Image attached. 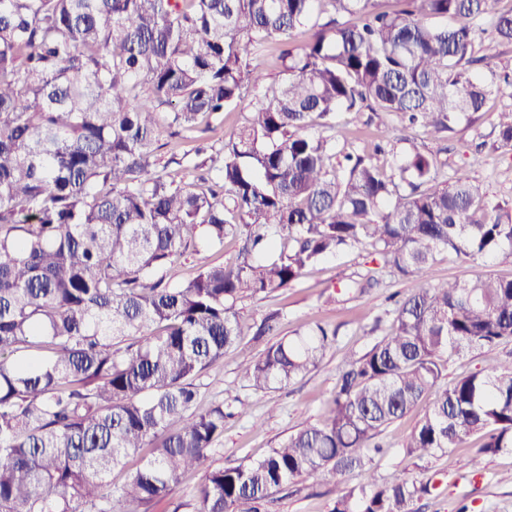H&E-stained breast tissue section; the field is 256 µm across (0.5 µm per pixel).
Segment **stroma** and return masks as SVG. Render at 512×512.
<instances>
[{"label": "stroma", "instance_id": "stroma-1", "mask_svg": "<svg viewBox=\"0 0 512 512\" xmlns=\"http://www.w3.org/2000/svg\"><path fill=\"white\" fill-rule=\"evenodd\" d=\"M512 108V89L493 95L484 111L474 114L471 122L461 123L455 132L441 141L433 140L421 131H413L418 145L429 152H442L449 169H464L483 186L491 203L512 210V156L493 149L496 139L498 112ZM338 125L346 127L345 148L372 152L383 137L395 140V154H402L405 142L397 141L394 117L379 115L372 121L340 113ZM370 249H354L337 253L307 268L288 289L268 297L247 298L239 302L243 325H251L263 315L281 314L278 337H295L304 324L327 322L336 326L335 346L327 351L321 365L303 378L282 387L266 391L251 389L236 370L241 357H260L275 338L253 339L245 335L237 352L225 356L203 375L201 405H210L215 397L228 393L240 396L252 410L251 417L228 421L224 426L221 450L215 454L216 465H236L256 459L268 452L275 443L314 422L336 387L339 367L345 352L364 354L376 339L375 319L389 304L390 294L407 288V281L383 276L380 288L369 295L348 301L334 302L329 295L332 285L355 273L373 269ZM491 273L512 277V266L489 259L475 264L468 258L441 254L431 269L433 280L463 279L475 273ZM276 406L274 416H267L269 406ZM420 404L404 418L388 426L380 439L390 447L388 454L377 458L371 467L347 475L348 486L358 487L371 480L386 481L395 474L430 483L429 496L416 503L417 512H512V452H503L485 459L479 474L459 465L468 448L438 456L425 466H414L403 454V446L415 424L427 411ZM336 498V484L331 476L306 478L286 486L276 493L267 506L268 512H330Z\"/></svg>", "mask_w": 512, "mask_h": 512}]
</instances>
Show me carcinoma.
Masks as SVG:
<instances>
[{"instance_id": "cac0c4a2", "label": "carcinoma", "mask_w": 512, "mask_h": 512, "mask_svg": "<svg viewBox=\"0 0 512 512\" xmlns=\"http://www.w3.org/2000/svg\"><path fill=\"white\" fill-rule=\"evenodd\" d=\"M0 0V512H149L189 471L173 512H260L284 485L331 475V512H413L429 486L346 488L378 440L432 392L403 445L419 461L477 437L463 466L512 451V279L434 283L443 253L512 264V213L447 161L409 149L387 170L337 148L336 114L395 116L442 140L512 72L500 0ZM346 16L356 17L351 24ZM488 35L484 54L475 41ZM282 78L266 82L267 59ZM214 153L203 135L241 105ZM174 139L180 157L160 163ZM496 148L512 151V110ZM179 170H169L170 164ZM243 241L236 259L206 252ZM369 246L411 281L371 348L345 356L323 413L262 458L213 466L239 397L198 407L200 379L242 343L238 302ZM196 275L166 281L182 256ZM382 283L355 273L353 298ZM280 313L254 336L277 335ZM337 329L316 322L237 369L252 389L316 369ZM484 367L443 385L448 359ZM141 455L120 487L112 471Z\"/></svg>"}]
</instances>
